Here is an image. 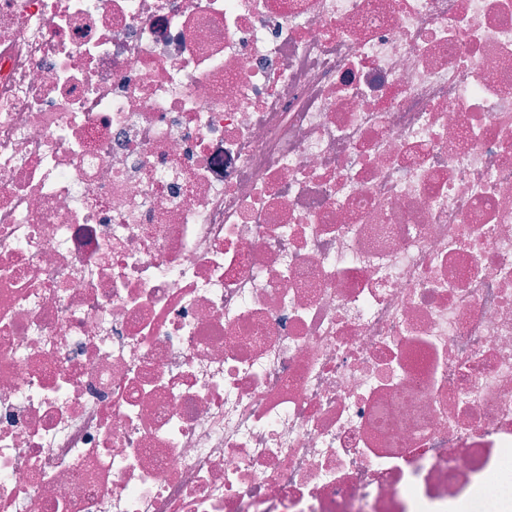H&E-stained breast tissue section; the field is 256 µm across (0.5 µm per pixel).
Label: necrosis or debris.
Masks as SVG:
<instances>
[{
    "mask_svg": "<svg viewBox=\"0 0 512 512\" xmlns=\"http://www.w3.org/2000/svg\"><path fill=\"white\" fill-rule=\"evenodd\" d=\"M512 0H0V512H512Z\"/></svg>",
    "mask_w": 512,
    "mask_h": 512,
    "instance_id": "obj_1",
    "label": "necrosis or debris"
}]
</instances>
